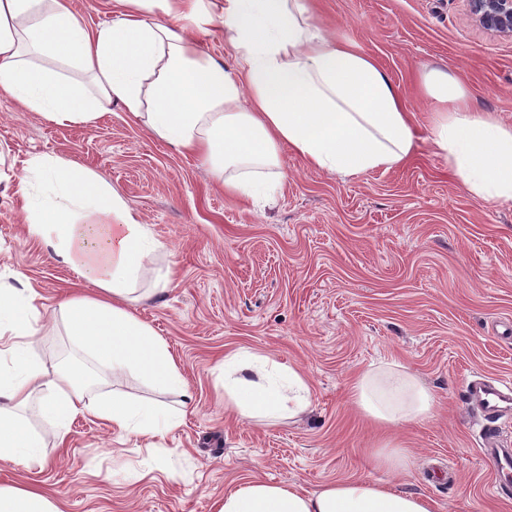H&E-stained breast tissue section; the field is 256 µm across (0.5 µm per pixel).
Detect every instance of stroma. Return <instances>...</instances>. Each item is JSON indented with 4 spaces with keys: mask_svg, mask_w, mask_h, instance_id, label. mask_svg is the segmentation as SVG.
<instances>
[{
    "mask_svg": "<svg viewBox=\"0 0 512 512\" xmlns=\"http://www.w3.org/2000/svg\"><path fill=\"white\" fill-rule=\"evenodd\" d=\"M318 6L326 28L398 84L418 125L431 112L415 88L425 65L451 71L480 107L512 122V38L480 28L467 0ZM43 153L96 173L162 242L149 268L172 281L134 309L168 342L191 398L104 369L93 397L185 406L181 426L149 443L81 417L59 436L34 394L28 416L45 465L0 461V484H36L63 512H215L225 492L255 478L308 492L354 478L423 495L435 512H512L466 396L478 377L512 382V207L469 196L430 142L402 167L345 180L283 152L276 203L255 207L120 108L91 126H59L0 95V282L31 283L51 312L74 276L27 235L15 194L28 160ZM237 348L301 370L308 410L271 425L227 414L214 365ZM72 350L56 318L31 354L52 370ZM388 361L418 373L436 401L431 419L395 432L413 453L407 474L375 466L383 435L348 397L358 371Z\"/></svg>",
    "mask_w": 512,
    "mask_h": 512,
    "instance_id": "1",
    "label": "stroma"
}]
</instances>
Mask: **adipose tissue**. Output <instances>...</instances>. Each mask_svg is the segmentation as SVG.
<instances>
[{
	"label": "adipose tissue",
	"instance_id": "adipose-tissue-1",
	"mask_svg": "<svg viewBox=\"0 0 512 512\" xmlns=\"http://www.w3.org/2000/svg\"><path fill=\"white\" fill-rule=\"evenodd\" d=\"M111 21L89 26L71 0H0V95L60 124H92L113 106L174 152L208 166L226 194L268 199L264 176L283 181V151L340 178L407 163L427 138L468 194L512 205V123L479 108L450 72L425 68L431 120L419 130L402 93L368 54L327 32L317 0H114ZM218 29L233 60L205 52ZM16 195L29 236L52 249L80 282L59 304L74 344L93 361L124 366L161 393L187 382L164 340L140 319L135 292L161 248L148 224L89 169L33 157ZM95 293L83 291V284ZM47 326L36 288L0 283V461L42 466L43 443L25 412L47 391L42 414L58 428L99 420L150 440L179 427L181 409L127 394L91 397L77 372L48 373L30 355ZM224 404L270 423L304 413L310 387L292 365L240 348L218 364ZM357 411L385 431L430 417L434 397L401 364L362 370L350 390ZM0 512H61L33 484L0 485ZM215 512H434L430 499L362 480L307 493L249 480Z\"/></svg>",
	"mask_w": 512,
	"mask_h": 512
}]
</instances>
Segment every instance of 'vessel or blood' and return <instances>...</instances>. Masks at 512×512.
Returning <instances> with one entry per match:
<instances>
[{
	"mask_svg": "<svg viewBox=\"0 0 512 512\" xmlns=\"http://www.w3.org/2000/svg\"><path fill=\"white\" fill-rule=\"evenodd\" d=\"M467 391L471 403L479 410L486 422L482 435V452L486 461H489L493 468L496 480L503 482L512 480V448L498 446L494 428L501 404L508 399L507 393L487 379L469 382Z\"/></svg>",
	"mask_w": 512,
	"mask_h": 512,
	"instance_id": "obj_1",
	"label": "vessel or blood"
}]
</instances>
